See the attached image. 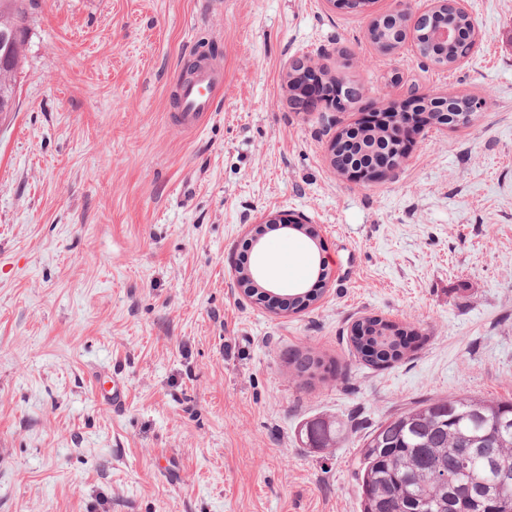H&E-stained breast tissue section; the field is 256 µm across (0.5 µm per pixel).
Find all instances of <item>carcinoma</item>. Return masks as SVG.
Masks as SVG:
<instances>
[{"mask_svg":"<svg viewBox=\"0 0 512 512\" xmlns=\"http://www.w3.org/2000/svg\"><path fill=\"white\" fill-rule=\"evenodd\" d=\"M26 0H0V112L15 107L16 84L22 46L26 40ZM448 24L458 33L454 43L443 49L434 43L429 28L418 20L411 35L418 54L437 67H449L462 54L471 38L469 22L463 16L444 10ZM405 27L397 15L374 19L368 39L383 51L396 49L405 39ZM345 90L353 103L362 95L356 81L330 79ZM477 100L452 94L445 100L426 103L431 124H455L461 112H473ZM372 137L366 130H343L331 147L336 165L374 167L386 161L389 141L378 140V150H368ZM379 317H366L355 323L349 336L358 357L367 365L383 368L400 362L406 355L413 331L388 322L390 335H379ZM309 445L321 448L338 444L342 435L336 423L314 421L305 427ZM443 465L448 478L460 487L481 481L485 493L499 499L501 512H512V486L504 490L499 475L512 472V401L472 395L427 398L394 414L368 433L361 443L357 484L361 512H452L460 502L445 498L437 472Z\"/></svg>","mask_w":512,"mask_h":512,"instance_id":"obj_1","label":"carcinoma"}]
</instances>
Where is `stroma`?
<instances>
[{"mask_svg":"<svg viewBox=\"0 0 512 512\" xmlns=\"http://www.w3.org/2000/svg\"><path fill=\"white\" fill-rule=\"evenodd\" d=\"M394 0H36L0 115V512H360L363 437L427 398L512 399V0H464L481 34L457 66L385 53ZM220 106L174 99L201 43ZM300 61L358 81L338 109L295 106ZM491 98L418 133L389 177L356 183L333 134L411 92ZM300 214L322 245L263 240L282 284L321 299L254 305L236 278L249 228ZM369 316L416 335L389 368L353 352ZM312 368L298 373L297 356ZM120 378L115 412L98 391ZM346 424L333 448L300 437ZM406 27L399 22L396 14L375 18L368 28V39L383 51L396 49L405 39Z\"/></svg>","mask_w":512,"mask_h":512,"instance_id":"1","label":"stroma"}]
</instances>
